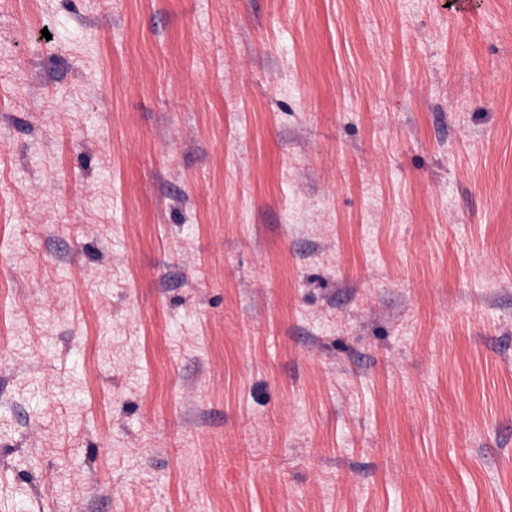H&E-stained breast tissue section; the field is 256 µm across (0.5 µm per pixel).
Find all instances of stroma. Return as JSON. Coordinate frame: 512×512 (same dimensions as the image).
I'll list each match as a JSON object with an SVG mask.
<instances>
[{"label":"stroma","instance_id":"obj_1","mask_svg":"<svg viewBox=\"0 0 512 512\" xmlns=\"http://www.w3.org/2000/svg\"><path fill=\"white\" fill-rule=\"evenodd\" d=\"M0 0V512H512V0Z\"/></svg>","mask_w":512,"mask_h":512}]
</instances>
